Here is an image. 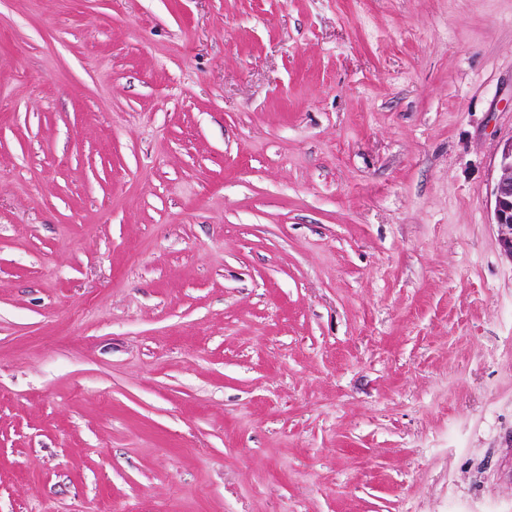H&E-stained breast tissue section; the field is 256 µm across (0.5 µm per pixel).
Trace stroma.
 I'll use <instances>...</instances> for the list:
<instances>
[{
	"mask_svg": "<svg viewBox=\"0 0 512 512\" xmlns=\"http://www.w3.org/2000/svg\"><path fill=\"white\" fill-rule=\"evenodd\" d=\"M512 0H0V512H512ZM499 176L494 185V223L501 250L512 259V138L504 144L499 158Z\"/></svg>",
	"mask_w": 512,
	"mask_h": 512,
	"instance_id": "35a3bbf8",
	"label": "stroma"
}]
</instances>
